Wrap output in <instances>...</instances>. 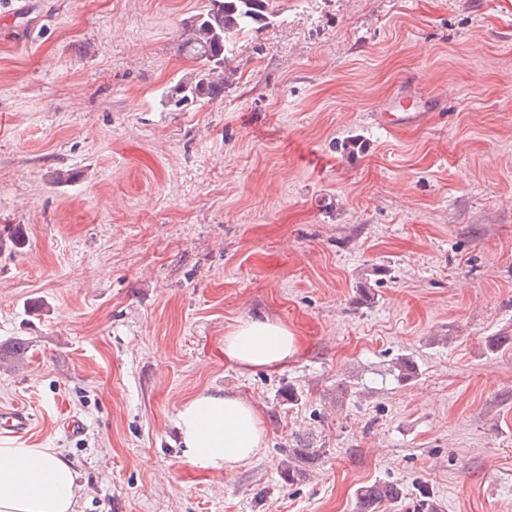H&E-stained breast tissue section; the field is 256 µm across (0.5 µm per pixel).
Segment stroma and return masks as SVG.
<instances>
[{"label":"stroma","instance_id":"obj_1","mask_svg":"<svg viewBox=\"0 0 512 512\" xmlns=\"http://www.w3.org/2000/svg\"><path fill=\"white\" fill-rule=\"evenodd\" d=\"M26 3L0 9V409L73 465L77 512H356L375 482L404 489L384 512L422 487L512 512V0H273L182 111L204 0ZM407 80L443 110L386 131ZM248 317L297 355L225 362ZM203 392L258 411L249 463L186 460Z\"/></svg>","mask_w":512,"mask_h":512}]
</instances>
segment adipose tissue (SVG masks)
<instances>
[{
	"label": "adipose tissue",
	"instance_id": "ef3b65f1",
	"mask_svg": "<svg viewBox=\"0 0 512 512\" xmlns=\"http://www.w3.org/2000/svg\"><path fill=\"white\" fill-rule=\"evenodd\" d=\"M298 342L284 324L240 320L224 336V359L245 371L284 366ZM177 423L185 455L195 466L231 470L250 462L265 444L255 407L233 394H202L184 403ZM77 473L49 448L0 444V512H76Z\"/></svg>",
	"mask_w": 512,
	"mask_h": 512
}]
</instances>
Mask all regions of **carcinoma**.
Masks as SVG:
<instances>
[{
  "instance_id": "1",
  "label": "carcinoma",
  "mask_w": 512,
  "mask_h": 512,
  "mask_svg": "<svg viewBox=\"0 0 512 512\" xmlns=\"http://www.w3.org/2000/svg\"><path fill=\"white\" fill-rule=\"evenodd\" d=\"M273 13L270 0H206L181 22L184 54L197 64L190 76L169 88L175 104L213 102L224 97L227 72L232 69L235 37L250 31ZM394 483H373L357 493V512H379L382 504L402 496Z\"/></svg>"
}]
</instances>
